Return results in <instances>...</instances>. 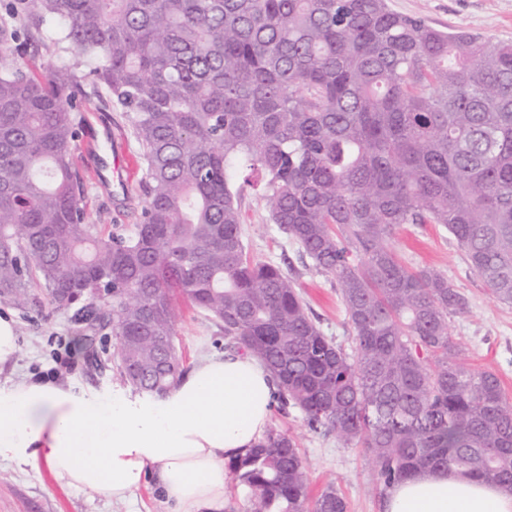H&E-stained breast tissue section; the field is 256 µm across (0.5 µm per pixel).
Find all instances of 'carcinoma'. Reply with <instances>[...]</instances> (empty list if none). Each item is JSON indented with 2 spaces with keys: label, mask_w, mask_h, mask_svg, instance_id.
<instances>
[{
  "label": "carcinoma",
  "mask_w": 512,
  "mask_h": 512,
  "mask_svg": "<svg viewBox=\"0 0 512 512\" xmlns=\"http://www.w3.org/2000/svg\"><path fill=\"white\" fill-rule=\"evenodd\" d=\"M47 18L73 59L51 72L14 56ZM78 70L126 112L146 164L139 223L108 236L70 162ZM248 171L269 222L336 277L350 349L248 255ZM403 224L443 225L512 306V42L387 0H0V298L75 289V317L117 341L120 380L158 395L184 375L189 303L309 430L366 448L383 491L446 469L512 494V398L448 332L467 298L397 258ZM225 468L252 512H347L332 484L309 501L297 442L275 428Z\"/></svg>",
  "instance_id": "1"
}]
</instances>
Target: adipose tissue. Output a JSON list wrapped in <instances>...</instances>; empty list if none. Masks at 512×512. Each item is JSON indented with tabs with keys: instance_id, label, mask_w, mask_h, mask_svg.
<instances>
[{
	"instance_id": "ef3b65f1",
	"label": "adipose tissue",
	"mask_w": 512,
	"mask_h": 512,
	"mask_svg": "<svg viewBox=\"0 0 512 512\" xmlns=\"http://www.w3.org/2000/svg\"><path fill=\"white\" fill-rule=\"evenodd\" d=\"M275 387L252 355L198 360L161 396L75 391L44 376L0 385V460L46 467L116 501L146 476L168 512H224L225 460L266 433ZM384 512H512V495L445 471L389 489Z\"/></svg>"
}]
</instances>
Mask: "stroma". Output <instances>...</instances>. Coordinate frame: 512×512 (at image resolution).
Instances as JSON below:
<instances>
[{"label": "stroma", "instance_id": "obj_1", "mask_svg": "<svg viewBox=\"0 0 512 512\" xmlns=\"http://www.w3.org/2000/svg\"><path fill=\"white\" fill-rule=\"evenodd\" d=\"M397 13L421 18L440 29H464L495 40L512 41V0H387ZM78 137L71 158L84 182L82 203L101 234L116 224L138 223L146 197V166L124 112L106 94L84 85L75 114ZM125 149L133 163L125 185L112 180V150ZM242 228L253 259L294 267L299 292L321 330L349 346L340 292L333 276L300 264L298 247L268 221L263 193L247 190L241 201ZM398 257L407 265L431 267L447 275L468 301L466 313L449 320V330L468 350L475 367L496 372L512 395V306L499 303L464 260L447 229L438 224H405L394 235ZM12 310L17 322L19 353L13 371L0 374L4 384L36 373L70 383L76 389L106 394L118 387L116 344L109 331L96 335L84 349L82 331L72 311L57 310L45 295L25 309L0 299V312ZM177 350L183 368L224 351V328L209 313L182 304L176 320ZM270 424L296 437L308 473L311 496L334 485L348 512H383L384 498L372 479L366 449L344 445L335 434L307 428L303 413L273 404ZM0 512H167L152 484H144L128 501L67 487L47 468L0 462Z\"/></svg>", "mask_w": 512, "mask_h": 512}]
</instances>
